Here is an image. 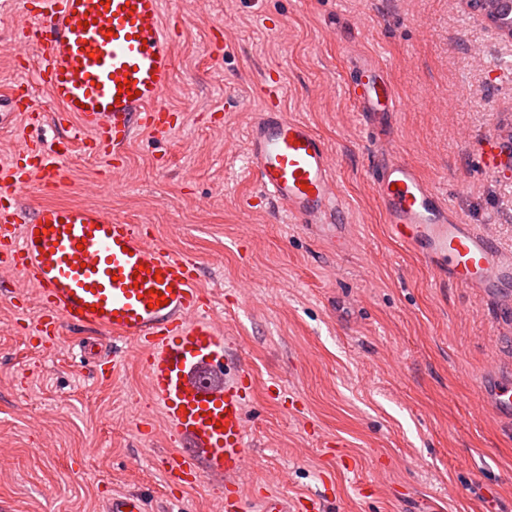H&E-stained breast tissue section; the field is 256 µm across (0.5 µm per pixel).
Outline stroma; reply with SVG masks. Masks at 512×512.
<instances>
[{
	"label": "stroma",
	"mask_w": 512,
	"mask_h": 512,
	"mask_svg": "<svg viewBox=\"0 0 512 512\" xmlns=\"http://www.w3.org/2000/svg\"><path fill=\"white\" fill-rule=\"evenodd\" d=\"M174 74L164 101L183 117L140 132L123 169L74 142L47 202L148 224L160 248L196 260L211 308L255 377L249 492L323 495L326 512H512V419L484 408L479 380L512 368V335L488 299L439 279L390 237L373 191L375 148L415 166L469 223L512 249V170L487 172L482 143L512 140V44L467 0H169ZM24 0H0V95L23 48ZM363 55L386 65L403 103L367 127L352 92ZM279 79L289 116L327 144L355 245L330 254L259 199L247 130ZM43 121L0 129V164L27 141L66 138L35 86ZM34 289L0 269V512H103L115 492L147 512H224L219 485L166 484L149 458L172 450L142 352L119 344L111 379L81 361L80 333H30ZM298 400L283 410L266 388Z\"/></svg>",
	"instance_id": "stroma-1"
}]
</instances>
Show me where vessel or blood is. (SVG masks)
Wrapping results in <instances>:
<instances>
[{
	"label": "vessel or blood",
	"instance_id": "b4317fda",
	"mask_svg": "<svg viewBox=\"0 0 512 512\" xmlns=\"http://www.w3.org/2000/svg\"><path fill=\"white\" fill-rule=\"evenodd\" d=\"M163 11L164 0H38L27 13L36 79L58 105L56 121L87 135L116 168L140 131L174 129L163 102L173 77L172 29ZM355 75L363 116L401 110L378 62L360 59ZM128 80L136 98L119 91ZM247 143L248 168L261 192L331 252L348 247L347 205L329 150L309 123L286 114L281 95L265 98ZM25 151V162L0 168V263L35 287L39 334L53 341L68 328L136 342L152 398L177 444L156 467L170 483L218 482L226 512H241L255 379L213 320L196 261L164 252L146 225L94 206H43L25 216L19 194L36 181L61 185L69 149L35 141ZM376 168L373 189L390 235L442 279L478 290L493 302L496 323L512 330V249L450 210L405 159L383 150ZM80 353L97 366L117 363L116 353L96 340L84 342ZM480 392L512 416V370L484 376ZM105 512L147 508L140 493L119 492Z\"/></svg>",
	"mask_w": 512,
	"mask_h": 512
}]
</instances>
